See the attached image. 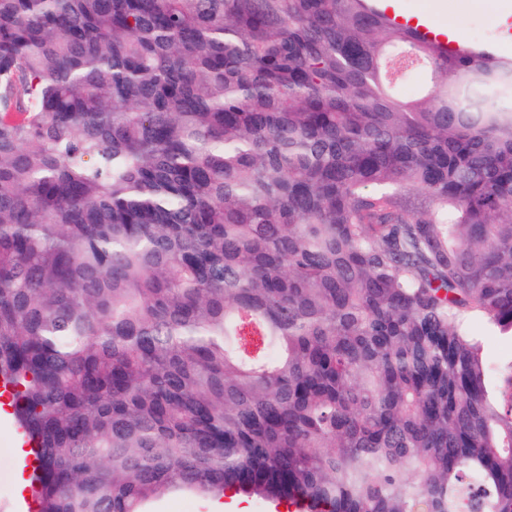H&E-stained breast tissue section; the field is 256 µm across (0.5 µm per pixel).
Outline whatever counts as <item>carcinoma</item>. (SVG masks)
<instances>
[{
	"mask_svg": "<svg viewBox=\"0 0 512 512\" xmlns=\"http://www.w3.org/2000/svg\"><path fill=\"white\" fill-rule=\"evenodd\" d=\"M509 101L375 0H0L33 512H512ZM431 83L428 70L414 73L410 79L397 87V94L402 99H413L419 96ZM230 498L224 496L221 501H213L200 496L193 495H165L153 502L150 512H226L222 504L226 505Z\"/></svg>",
	"mask_w": 512,
	"mask_h": 512,
	"instance_id": "cac0c4a2",
	"label": "carcinoma"
}]
</instances>
